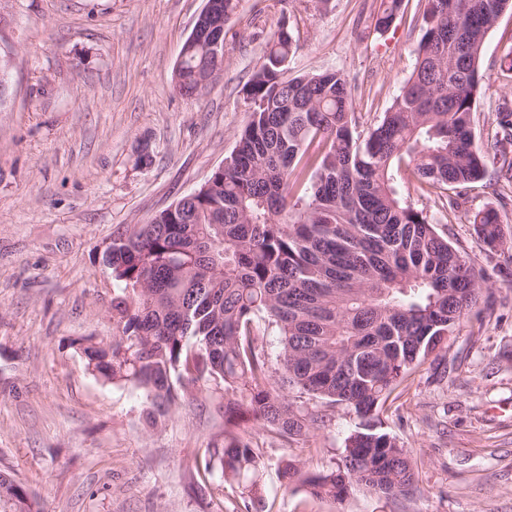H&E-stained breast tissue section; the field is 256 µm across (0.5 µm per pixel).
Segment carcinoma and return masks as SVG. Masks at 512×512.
Instances as JSON below:
<instances>
[{"label":"carcinoma","instance_id":"carcinoma-1","mask_svg":"<svg viewBox=\"0 0 512 512\" xmlns=\"http://www.w3.org/2000/svg\"><path fill=\"white\" fill-rule=\"evenodd\" d=\"M401 0H385L375 29ZM512 0H427L413 73L389 110L359 129L351 92L336 70L289 78L294 42L279 26L246 86L250 117L224 170L211 173L175 211L120 232L105 254L118 293L112 344L84 348L92 371L141 388L147 418L213 381L224 415L247 407L286 439L307 434L343 405L359 418L336 467L310 473L289 461L282 478L307 495L341 500L362 489L415 494L407 452L378 429V410L421 362L455 334L464 311L491 287L399 190L402 165L419 190L445 195L499 165L512 184V108L475 137L485 38ZM206 66L192 45L178 72L191 96ZM491 250L503 244L500 213L473 220ZM280 336L278 370L325 410L296 407L273 379L261 331ZM260 497V455L249 437L224 433L197 468ZM0 512H44L0 473Z\"/></svg>","mask_w":512,"mask_h":512}]
</instances>
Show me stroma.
Listing matches in <instances>:
<instances>
[{
	"instance_id": "35a3bbf8",
	"label": "stroma",
	"mask_w": 512,
	"mask_h": 512,
	"mask_svg": "<svg viewBox=\"0 0 512 512\" xmlns=\"http://www.w3.org/2000/svg\"><path fill=\"white\" fill-rule=\"evenodd\" d=\"M206 0H0V470L46 512H512V206L489 250L475 214L494 208L496 178L457 206L410 200L494 286L467 311L438 359L388 398L382 428L405 448L417 492L344 500L288 490L283 457L323 470L338 463L357 419L344 407L294 441L244 415L265 466L262 502L220 470L195 463L222 439L224 388L202 387L157 426L145 395L87 365L83 338L111 344L116 286L104 254L117 232L148 223L198 189L233 151L249 119L244 90L278 25L297 49L289 76L326 69L346 79L360 127L377 123L410 78L424 0H402L376 31L381 0H239L224 23V67L197 96L174 90L181 47ZM512 11L488 33L475 132L486 138L512 102Z\"/></svg>"
}]
</instances>
